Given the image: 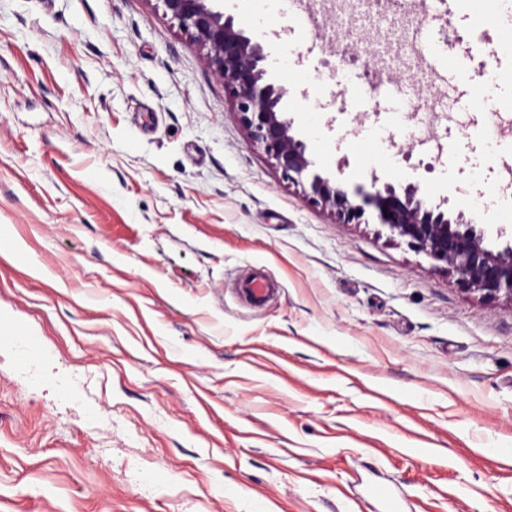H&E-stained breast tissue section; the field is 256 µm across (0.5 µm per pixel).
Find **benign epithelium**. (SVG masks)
Here are the masks:
<instances>
[{"instance_id": "1", "label": "benign epithelium", "mask_w": 512, "mask_h": 512, "mask_svg": "<svg viewBox=\"0 0 512 512\" xmlns=\"http://www.w3.org/2000/svg\"><path fill=\"white\" fill-rule=\"evenodd\" d=\"M173 17L207 49L215 74L230 88L240 118L253 144L275 160L285 179L308 185L306 197L333 211L341 224L361 223L366 208L377 211L381 224L434 262V268L457 276L466 290L512 304V233L497 230L500 246L485 244V232L463 213L419 197L414 184L402 191L390 183L372 193L350 192L341 183L315 174L305 144L292 134V123L281 112L282 88L266 80L263 46L235 28L231 17L208 5V0H163Z\"/></svg>"}]
</instances>
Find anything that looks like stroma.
<instances>
[{
	"label": "stroma",
	"instance_id": "obj_1",
	"mask_svg": "<svg viewBox=\"0 0 512 512\" xmlns=\"http://www.w3.org/2000/svg\"><path fill=\"white\" fill-rule=\"evenodd\" d=\"M406 8L421 57L368 39L360 93L282 0H223L314 173L419 185L497 246L512 0ZM2 224L45 274L0 255V512H512L505 302L288 183L162 0H0ZM275 285L266 281L261 272H254L239 283L240 292L250 301L266 302L275 291Z\"/></svg>",
	"mask_w": 512,
	"mask_h": 512
}]
</instances>
